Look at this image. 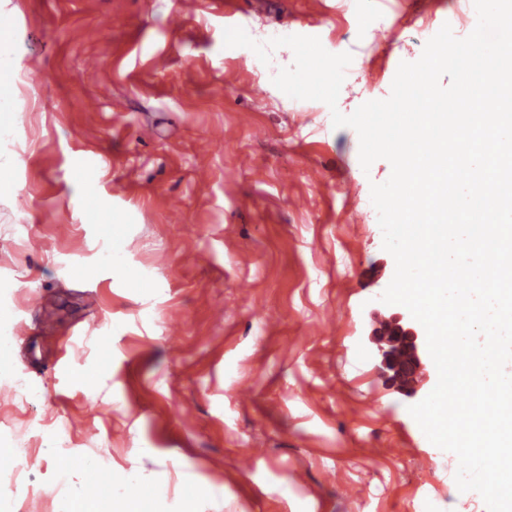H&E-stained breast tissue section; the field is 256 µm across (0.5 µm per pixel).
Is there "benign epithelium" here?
<instances>
[{
  "label": "benign epithelium",
  "mask_w": 512,
  "mask_h": 512,
  "mask_svg": "<svg viewBox=\"0 0 512 512\" xmlns=\"http://www.w3.org/2000/svg\"><path fill=\"white\" fill-rule=\"evenodd\" d=\"M372 356L386 385L408 397L429 380L428 347L423 328L400 314H372Z\"/></svg>",
  "instance_id": "1"
}]
</instances>
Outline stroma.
I'll use <instances>...</instances> for the list:
<instances>
[{"instance_id": "35a3bbf8", "label": "stroma", "mask_w": 512, "mask_h": 512, "mask_svg": "<svg viewBox=\"0 0 512 512\" xmlns=\"http://www.w3.org/2000/svg\"><path fill=\"white\" fill-rule=\"evenodd\" d=\"M209 2L0 0V432L65 451L40 455L20 496L67 512L75 463L95 456L117 496L128 472L166 478L142 512H487L433 468L441 449L370 354L371 312L401 310L380 299L395 261L371 202L390 163L363 170L355 130L273 84L290 48L266 65L224 45L239 26L351 53L348 115L387 98L443 24L469 35L475 11L236 0L228 16ZM30 69L43 84H25ZM113 222L114 268L97 239ZM251 448L265 458L247 471ZM189 482L209 497L186 500Z\"/></svg>"}]
</instances>
